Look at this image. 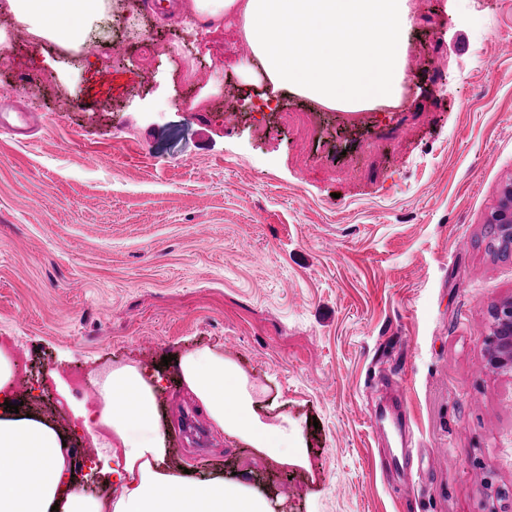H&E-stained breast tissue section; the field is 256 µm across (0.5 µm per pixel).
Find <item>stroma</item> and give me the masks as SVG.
Returning <instances> with one entry per match:
<instances>
[{"instance_id": "35a3bbf8", "label": "stroma", "mask_w": 512, "mask_h": 512, "mask_svg": "<svg viewBox=\"0 0 512 512\" xmlns=\"http://www.w3.org/2000/svg\"><path fill=\"white\" fill-rule=\"evenodd\" d=\"M412 92L394 112L269 104L233 18L110 0L80 65L0 11V336L91 478L66 374L162 373L172 469L274 480L275 512H512V371L487 364L512 253L486 224L512 182V0H408ZM211 104L192 108L195 95ZM208 347L248 378L280 467L213 427L163 357ZM402 394L415 447L374 422ZM32 119L28 113L19 112L14 98L0 97V127L9 129L19 141L28 132Z\"/></svg>"}]
</instances>
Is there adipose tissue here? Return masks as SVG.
<instances>
[{"label": "adipose tissue", "instance_id": "obj_1", "mask_svg": "<svg viewBox=\"0 0 512 512\" xmlns=\"http://www.w3.org/2000/svg\"><path fill=\"white\" fill-rule=\"evenodd\" d=\"M1 6L34 41L54 44L76 62L90 47L92 25L107 18L106 0H5ZM190 7L208 28L237 16L251 49L239 69L266 101L290 90L354 112L400 100L408 0H190ZM176 365L181 384L214 425L278 464L300 460L287 427L259 419L246 377L223 354L192 349ZM15 378V362L0 351V512H274L264 493L244 483L170 467L158 411L162 378L135 364L113 366L98 385L97 408L81 413L86 430H107L100 445L113 450L98 469L109 497L86 493L58 426L40 413L12 410Z\"/></svg>", "mask_w": 512, "mask_h": 512}]
</instances>
